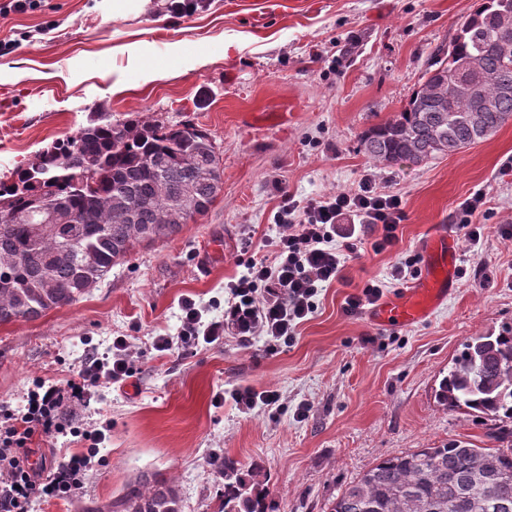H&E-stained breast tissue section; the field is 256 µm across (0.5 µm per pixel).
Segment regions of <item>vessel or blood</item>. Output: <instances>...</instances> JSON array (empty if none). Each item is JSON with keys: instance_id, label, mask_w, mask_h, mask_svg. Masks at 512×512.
Listing matches in <instances>:
<instances>
[{"instance_id": "obj_1", "label": "vessel or blood", "mask_w": 512, "mask_h": 512, "mask_svg": "<svg viewBox=\"0 0 512 512\" xmlns=\"http://www.w3.org/2000/svg\"><path fill=\"white\" fill-rule=\"evenodd\" d=\"M458 250L451 226L433 225L425 241V263L412 288L395 299H384L369 311L381 327L409 326L429 317L453 295L457 286Z\"/></svg>"}]
</instances>
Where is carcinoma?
Instances as JSON below:
<instances>
[{
    "label": "carcinoma",
    "mask_w": 512,
    "mask_h": 512,
    "mask_svg": "<svg viewBox=\"0 0 512 512\" xmlns=\"http://www.w3.org/2000/svg\"><path fill=\"white\" fill-rule=\"evenodd\" d=\"M510 121L512 0H483L401 111L362 132L360 148L378 162L420 165L485 141ZM211 140L192 124L104 114L0 180L4 211L32 219L0 223V324L36 320L77 301L136 249L180 232L194 221L178 209L185 187L194 188L197 214L207 213L220 192L199 179L200 168L220 163L205 152ZM187 156L199 163L187 164ZM89 158L95 169L87 177ZM48 210L84 222L62 235L35 223ZM436 397L512 422V326L463 343ZM219 469V512H276L261 468L245 472L226 456ZM84 512H183V505L176 485L141 479ZM323 512H512V448L453 440L383 458L328 499Z\"/></svg>",
    "instance_id": "carcinoma-1"
}]
</instances>
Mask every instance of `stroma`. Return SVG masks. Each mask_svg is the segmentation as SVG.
Masks as SVG:
<instances>
[{
	"label": "stroma",
	"mask_w": 512,
	"mask_h": 512,
	"mask_svg": "<svg viewBox=\"0 0 512 512\" xmlns=\"http://www.w3.org/2000/svg\"><path fill=\"white\" fill-rule=\"evenodd\" d=\"M166 2L116 18L112 0H44L0 16V43L14 47L0 57L1 179L101 112L198 126L224 169L210 210L179 234L115 265L79 301L0 325V404L21 401L36 377L65 379L118 336L137 369L124 387L103 385L89 406L66 413L89 430L111 424V438L74 496L33 512H79L145 477L177 485L184 512H217L223 478L212 459L227 454L242 468L263 466L278 512H322L382 458L451 440L496 447L498 420L443 406L435 391L466 338L512 324V122L417 166L369 160L359 145L406 104L481 0H204L189 15ZM133 41L152 44L148 61L168 79L140 85L118 51ZM175 42L209 65L183 70L169 52ZM119 75L127 88L116 92ZM366 179L401 195L399 242L376 252V229L341 224L362 242L346 256L349 282L319 290L288 343L271 352L265 337L243 347L228 334L191 352L153 348V336L178 335L182 299L204 321L222 318L245 271L243 242L283 231L282 193L302 203ZM478 195L481 237L459 240L458 287L429 318L380 327L366 311L345 312L347 297L371 282L399 297L393 268L422 254L431 225L455 223ZM239 385L278 401L247 413L229 398L216 404L217 392Z\"/></svg>",
	"instance_id": "1"
}]
</instances>
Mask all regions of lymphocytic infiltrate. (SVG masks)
Here are the masks:
<instances>
[{"instance_id": "obj_1", "label": "lymphocytic infiltrate", "mask_w": 512, "mask_h": 512, "mask_svg": "<svg viewBox=\"0 0 512 512\" xmlns=\"http://www.w3.org/2000/svg\"><path fill=\"white\" fill-rule=\"evenodd\" d=\"M346 216L377 228L380 235L371 247L383 251L399 241L402 197L378 190L367 180L358 189L302 204L283 195L279 221L286 229L277 239L265 241L262 255L249 258L245 274L230 284L223 319L202 323L194 302L183 300L178 336H156L153 348L165 352L211 344L223 340L228 329L244 345L257 336L266 337L272 347L290 340L297 325L314 312L319 290L342 280L344 251L357 249L350 242L342 248L334 244L337 226ZM133 375L127 339L119 336L110 353H87L64 382L34 379L25 404L0 405V512H32L37 500H65L74 494L107 436L100 429L66 424L65 414L90 402L100 384L122 386ZM67 435L80 438L82 451L56 464L35 460L41 442Z\"/></svg>"}]
</instances>
